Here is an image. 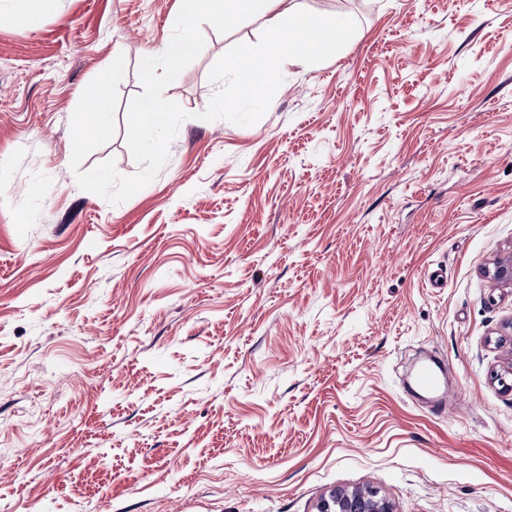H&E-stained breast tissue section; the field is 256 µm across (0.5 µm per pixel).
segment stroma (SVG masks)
<instances>
[{
	"instance_id": "obj_1",
	"label": "stroma",
	"mask_w": 512,
	"mask_h": 512,
	"mask_svg": "<svg viewBox=\"0 0 512 512\" xmlns=\"http://www.w3.org/2000/svg\"><path fill=\"white\" fill-rule=\"evenodd\" d=\"M357 23L284 63L250 126L203 121L249 19L202 24L164 91L166 165L81 191L71 119L113 54L116 132L181 0H0V512H315L373 487L396 512H512V0H295ZM445 269L442 287L430 276ZM435 351L455 394L406 388Z\"/></svg>"
}]
</instances>
